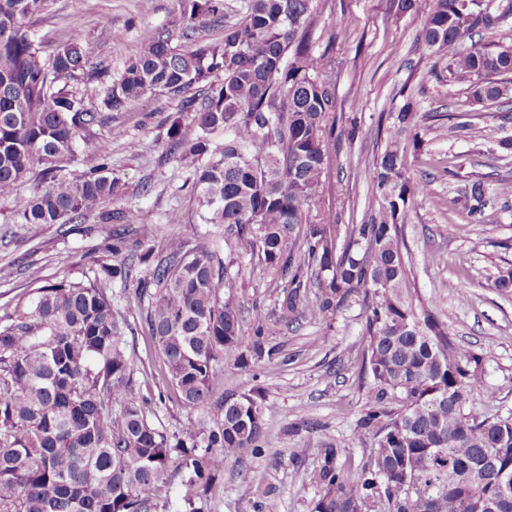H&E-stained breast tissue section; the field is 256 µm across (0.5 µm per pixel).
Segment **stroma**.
<instances>
[{
	"instance_id": "stroma-1",
	"label": "stroma",
	"mask_w": 512,
	"mask_h": 512,
	"mask_svg": "<svg viewBox=\"0 0 512 512\" xmlns=\"http://www.w3.org/2000/svg\"><path fill=\"white\" fill-rule=\"evenodd\" d=\"M315 49L333 46L336 56V128L323 189L312 213L336 215L340 227L360 223L371 201L368 169L383 151L378 133L381 117L404 105L425 115L418 147L407 152V174L428 184L427 193L410 202L404 216L406 258L422 300L456 329L458 340L483 356L486 388L472 397L479 410L512 411V293L501 292L497 278L512 270V208L497 200L501 180L512 178V94L474 102L470 84L451 78L448 61L431 54L422 36L423 18L398 13L390 0H319ZM44 54L77 39L93 42L98 64L120 75L130 52L151 33L166 29L181 35L180 0H44L28 21ZM74 87L96 122L80 146L100 148L109 168L126 190L121 207L140 218L136 229L159 246L171 236L187 247L223 242V232L202 223L193 190L190 162L172 147L169 128L179 109L177 99L144 97L126 112L100 109L103 87L88 75ZM469 122L465 136L448 135L449 117ZM356 123L355 140L344 137ZM481 181L488 204L481 223H471L460 198L468 184ZM180 212L182 223L167 221ZM101 225L97 216L79 224H23L11 200L0 198V315L31 292L28 274L40 270L48 280L82 278L99 254ZM447 260L435 263L433 252ZM237 301L242 334H253V310L273 313L282 289L263 271L259 259L247 262ZM117 309L126 318L128 348L135 353L140 393L151 400L168 432L188 422L209 427L216 406L228 392L263 393L264 445L256 455L224 467L205 512H258L275 501L279 512H311L319 496L311 472L321 449L339 448L340 464L355 471L366 455L355 422L367 402L369 379L361 375L365 358V310L360 299L326 317L303 316L270 337L273 359L243 367L222 362L212 379L213 401L186 410L172 397L167 369L152 346L145 306L126 300L123 285L112 287Z\"/></svg>"
}]
</instances>
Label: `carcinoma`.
<instances>
[{"label": "carcinoma", "mask_w": 512, "mask_h": 512, "mask_svg": "<svg viewBox=\"0 0 512 512\" xmlns=\"http://www.w3.org/2000/svg\"><path fill=\"white\" fill-rule=\"evenodd\" d=\"M42 0H0V197L12 199L26 224H80L91 213L104 224L102 261L87 280L43 282L29 274L32 296L0 316V512H158L150 492L171 462L181 474L180 512L203 504L224 465L262 448V407L231 393L222 419L179 434L161 430L139 398L126 323L112 286L133 285L127 300L149 301V337L162 357L180 405H205L210 378L224 359L247 366L273 358L268 337L298 321L335 314L363 293L364 374L369 398L355 424L370 443L355 473L321 449L311 480L320 495L312 512H512V411L472 406L485 388L482 357L457 342L412 287L399 219L425 184L406 176V144L419 142L425 116L391 115L386 145L371 172L376 208L353 224L343 246L335 217L309 215L323 185L336 123L333 47L313 49L316 0H244L242 18L221 40L184 49L161 31L135 47L116 80L106 68L103 107L125 112L165 94L193 113V136L171 124L181 158L202 160L193 172L202 223L232 236L239 257L258 256L282 281L278 313L255 310L253 336L240 334L236 295L242 270L205 244L186 248L169 237L159 249L126 229L137 216L108 209L125 192L99 149L68 171L78 141L97 115L83 107L74 83L93 65L92 42L75 40L43 55L27 22ZM182 37L224 18V0H181ZM499 17L433 0L423 39L471 82L473 99L508 92L490 81L512 73V48L489 51L466 40ZM224 131V148L210 134ZM32 192L17 193L23 181ZM483 185L474 181L465 207L478 223ZM316 281L303 305L305 277Z\"/></svg>", "instance_id": "cac0c4a2"}]
</instances>
